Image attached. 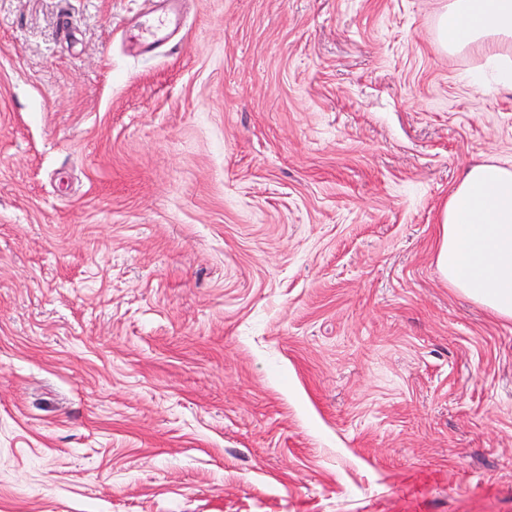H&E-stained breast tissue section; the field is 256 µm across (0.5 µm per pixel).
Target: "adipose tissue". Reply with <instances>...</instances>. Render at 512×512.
I'll return each instance as SVG.
<instances>
[{
	"instance_id": "ef3b65f1",
	"label": "adipose tissue",
	"mask_w": 512,
	"mask_h": 512,
	"mask_svg": "<svg viewBox=\"0 0 512 512\" xmlns=\"http://www.w3.org/2000/svg\"><path fill=\"white\" fill-rule=\"evenodd\" d=\"M439 26L449 52H477L490 64L478 85L512 88V0H448ZM440 224L437 267L449 287L512 321V161L470 166Z\"/></svg>"
}]
</instances>
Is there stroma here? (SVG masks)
I'll return each mask as SVG.
<instances>
[{"mask_svg": "<svg viewBox=\"0 0 512 512\" xmlns=\"http://www.w3.org/2000/svg\"><path fill=\"white\" fill-rule=\"evenodd\" d=\"M446 0H0V512H512V321L440 210L512 159ZM158 2L164 5L161 8V15L144 16L140 26L141 36L149 47L160 45L168 40L169 35L166 30L172 21V15L178 16L182 0H158Z\"/></svg>", "mask_w": 512, "mask_h": 512, "instance_id": "1", "label": "stroma"}]
</instances>
